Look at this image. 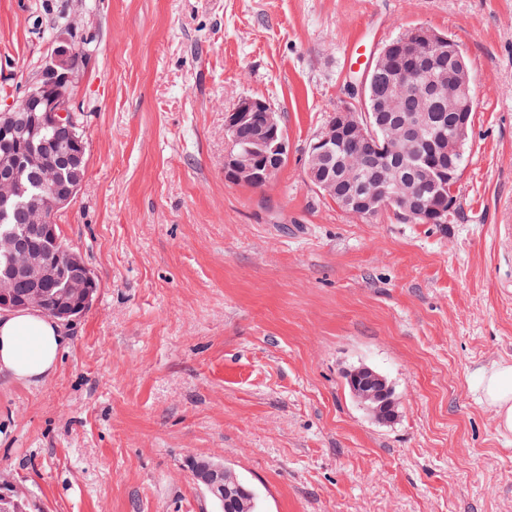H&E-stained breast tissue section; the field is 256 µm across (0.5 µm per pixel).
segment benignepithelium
Masks as SVG:
<instances>
[{"label":"benign epithelium","instance_id":"1","mask_svg":"<svg viewBox=\"0 0 512 512\" xmlns=\"http://www.w3.org/2000/svg\"><path fill=\"white\" fill-rule=\"evenodd\" d=\"M408 51L415 57L412 72L390 71L391 89L380 99L367 95L370 78L383 67L389 46H384L361 77L353 95L360 105L345 106L330 116L327 124L310 140L305 160L308 180L343 210L363 215L384 207L394 209L407 217L427 224L447 217L454 208V193L462 166L452 156L467 138L468 122L474 111V87L471 70L465 64L463 52L453 39L424 27L407 30L402 37ZM70 40L61 37L52 49L50 60L43 66L39 79L8 108L6 122L0 123V147L9 150L17 142L32 143L51 130L57 135L53 160L32 151L17 164L40 173L48 201L53 209H61L72 202L79 185L64 187L58 180L61 168L73 161L71 139L74 136L75 107L72 93L81 79L83 66L74 63ZM448 58L456 71L446 79L437 74L436 63ZM448 98V111L454 116L456 130L448 136L445 130H433L427 119L414 112L403 121L388 122L386 115L400 113L419 101ZM255 127L253 137L241 141L239 131L245 126ZM224 128L231 149L224 158V174L235 183L269 184L278 176L288 158V138L281 126L278 113L265 99L242 97L232 110L224 115ZM379 141V153L403 154L415 143L427 144L433 159L417 168L415 180L432 183L442 171L448 172V209L434 205L410 189L403 188L394 170L383 165L381 183L394 188L382 192L372 185H345L327 174L329 164L336 156V147H345L357 141ZM20 190L13 163L0 164V207L7 208L12 194ZM26 225L25 235H5L0 238V252L12 256L15 276H27L46 282L60 274L69 273L73 288L94 284V276L85 264L64 246L53 249L42 260L33 257L26 246V235L53 229L47 223V211L36 203L21 214ZM43 288L30 287L0 295V311L39 309ZM350 393L376 420H388L395 405L393 391L387 379L367 366H360L346 374ZM193 477L208 494L224 504V512H244L243 499L252 492L224 464L212 460L194 465Z\"/></svg>","mask_w":512,"mask_h":512}]
</instances>
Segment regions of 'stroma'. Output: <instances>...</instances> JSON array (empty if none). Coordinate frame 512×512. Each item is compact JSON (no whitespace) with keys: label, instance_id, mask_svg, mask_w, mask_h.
Returning a JSON list of instances; mask_svg holds the SVG:
<instances>
[{"label":"stroma","instance_id":"stroma-1","mask_svg":"<svg viewBox=\"0 0 512 512\" xmlns=\"http://www.w3.org/2000/svg\"><path fill=\"white\" fill-rule=\"evenodd\" d=\"M453 38L476 82L448 223L362 218L304 155L392 38ZM87 174L56 222L97 293L44 382L0 376V470L45 512H217L223 462L262 512H512V437L476 389L512 358V0H0V110L57 37ZM268 100L288 161L224 178V115ZM368 366L397 413L345 384ZM350 393L376 420L388 421L395 405L387 379L367 366L354 368L346 374ZM193 477L213 498L224 504L225 512H246L242 500L252 497L247 489L230 469L223 463L207 460L195 463Z\"/></svg>","mask_w":512,"mask_h":512}]
</instances>
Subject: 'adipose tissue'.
Returning <instances> with one entry per match:
<instances>
[{"label": "adipose tissue", "instance_id": "adipose-tissue-1", "mask_svg": "<svg viewBox=\"0 0 512 512\" xmlns=\"http://www.w3.org/2000/svg\"><path fill=\"white\" fill-rule=\"evenodd\" d=\"M66 342L62 326L41 312L0 314V374L26 385L42 383L55 372ZM478 390L498 433L512 435V358L483 369Z\"/></svg>", "mask_w": 512, "mask_h": 512}]
</instances>
